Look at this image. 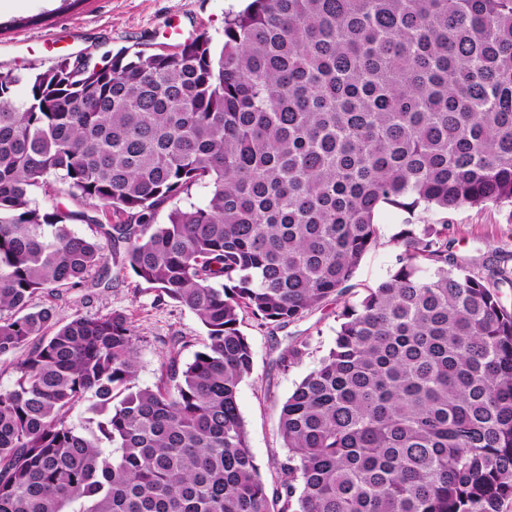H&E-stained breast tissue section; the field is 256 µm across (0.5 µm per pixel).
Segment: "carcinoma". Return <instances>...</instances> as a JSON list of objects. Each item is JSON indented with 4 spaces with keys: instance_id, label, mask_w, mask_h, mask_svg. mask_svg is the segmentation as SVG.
<instances>
[{
    "instance_id": "cac0c4a2",
    "label": "carcinoma",
    "mask_w": 512,
    "mask_h": 512,
    "mask_svg": "<svg viewBox=\"0 0 512 512\" xmlns=\"http://www.w3.org/2000/svg\"><path fill=\"white\" fill-rule=\"evenodd\" d=\"M52 178L79 208L33 204ZM197 187L208 203L181 204ZM489 203L512 206V0H250L218 49L0 71V357L24 353L0 385V512H500L512 272L415 220ZM385 205L394 268L282 406L270 488L237 401L242 314L278 329L346 295ZM129 273L205 329L153 388L125 314L30 308Z\"/></svg>"
}]
</instances>
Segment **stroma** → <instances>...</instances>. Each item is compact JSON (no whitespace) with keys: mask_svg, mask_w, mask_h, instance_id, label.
<instances>
[{"mask_svg":"<svg viewBox=\"0 0 512 512\" xmlns=\"http://www.w3.org/2000/svg\"><path fill=\"white\" fill-rule=\"evenodd\" d=\"M245 6L244 0H82L72 8L65 0H0V70L26 75L79 55L101 61L121 49L149 53L171 51L186 39L204 34L214 45L224 40V18ZM403 216L394 208L379 210L375 221L382 243L362 259L348 300L385 279L392 267L390 237ZM455 252L472 269L491 264L512 267V224L505 209L493 205L461 208L448 215ZM34 308H54L62 316L126 314L141 338L136 383L154 386L173 341H183L180 363H190L202 348L205 331L187 307L159 300L154 289L135 277L111 288L84 286L61 296L38 293ZM337 302H330L281 329L246 318L244 330L253 350V370L239 386L237 399L250 451L266 483H273L275 463L285 448L277 432L283 402L334 344ZM308 340L310 353L283 367L279 357L297 340Z\"/></svg>","mask_w":512,"mask_h":512,"instance_id":"1","label":"stroma"}]
</instances>
